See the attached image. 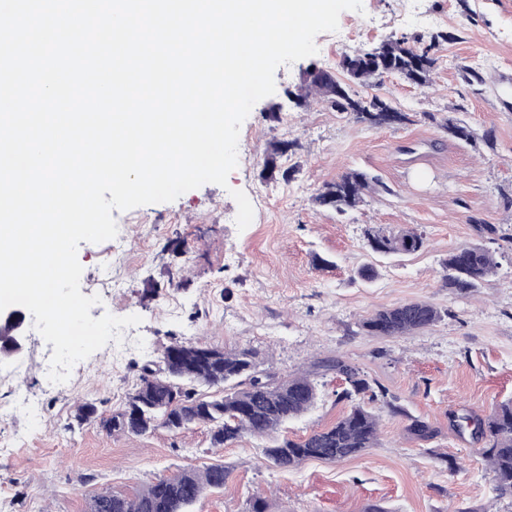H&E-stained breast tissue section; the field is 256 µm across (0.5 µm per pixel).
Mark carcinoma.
<instances>
[{"label": "carcinoma", "instance_id": "cac0c4a2", "mask_svg": "<svg viewBox=\"0 0 512 512\" xmlns=\"http://www.w3.org/2000/svg\"><path fill=\"white\" fill-rule=\"evenodd\" d=\"M447 36L438 34L426 47H415L404 38H388L378 47L345 55L342 69L349 82L332 84L309 79L307 86L318 93L337 112L349 113L370 127L378 128L413 122L411 115L394 108L373 92L386 75H398L408 82L424 86L437 64L436 50ZM363 91L356 90V87ZM438 127L452 137L473 141L469 126L448 118L436 120ZM377 179L359 171H348L326 183L315 202L339 213L356 208ZM369 249L380 254L411 253L422 249L425 239L415 230L365 231ZM500 263L494 254L480 245L461 246L444 262L443 280L453 292L468 294L491 275ZM441 319L440 311L425 301H410L374 312L361 328L372 336L398 337L423 330ZM329 368L345 383L337 400L349 402V410L331 426L299 441L276 438L288 421L310 411L318 402L319 388L314 373L304 371L278 377L257 370L254 354L248 349L227 352L204 343L175 341L165 350L163 366L142 368L140 384L129 396L124 410L109 418L98 414L96 406L84 404L78 409L79 422H99L107 431L141 436L158 428L177 432L196 425H210L212 443L218 446L250 435L268 438L272 444L265 455L281 469L295 468L309 459L338 462L358 456L378 444L379 414L370 407L377 401L391 412L401 409L386 399L383 390H375L356 367L338 358ZM220 388L222 395L198 393L197 387ZM458 432L471 430L472 437L485 441L481 454L492 473L493 490L499 499L512 500V399L493 405L489 414L453 415ZM408 434L427 441L433 437L424 420L409 418ZM226 472L221 464L202 470L184 469L161 477L132 497L100 492L88 503V512H186L208 489L224 487Z\"/></svg>", "mask_w": 512, "mask_h": 512}]
</instances>
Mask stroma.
Here are the masks:
<instances>
[{
	"instance_id": "obj_1",
	"label": "stroma",
	"mask_w": 512,
	"mask_h": 512,
	"mask_svg": "<svg viewBox=\"0 0 512 512\" xmlns=\"http://www.w3.org/2000/svg\"><path fill=\"white\" fill-rule=\"evenodd\" d=\"M338 33L318 35L316 55L277 69L275 93L241 125L227 187L208 183L170 203L114 212L115 239L80 243L81 292L102 299L91 316L137 315L139 326L53 387V346L26 316L21 351L0 356V368L14 369L0 380V512H87L95 493L130 494L211 464L224 466V486L205 491L189 512H249L257 497L268 512H364L371 504L387 512H512V501L494 494L478 442L449 420L451 411L483 414L512 398V0H363L362 11L341 14ZM439 33L448 40L429 86L388 76L378 90L412 123L372 128L314 95L309 106L295 103L309 68L336 74L343 55L388 37L426 44ZM430 112L465 120L478 145L443 133ZM487 134L492 144L482 143ZM283 140L291 149L273 154ZM353 169L382 189L344 213L319 207L324 183ZM235 190L254 208L242 231ZM482 224L495 234L480 233ZM371 227L412 228L426 243L384 257L365 244ZM465 244L486 247L500 264L466 295L442 281L444 260ZM365 265L373 279L358 277ZM409 301L431 303L441 320L399 338L361 329L375 311ZM176 340L251 350L259 369L280 376L340 358L396 396L404 412L379 407V443L361 455L288 471L265 457L266 439L216 448L204 425L139 437L77 425L82 403L106 416L121 410L142 366L161 365ZM317 380L320 399L289 423L290 438L329 426L348 407L336 398L342 382L334 372L319 371ZM411 415L429 423L432 439L406 434Z\"/></svg>"
}]
</instances>
